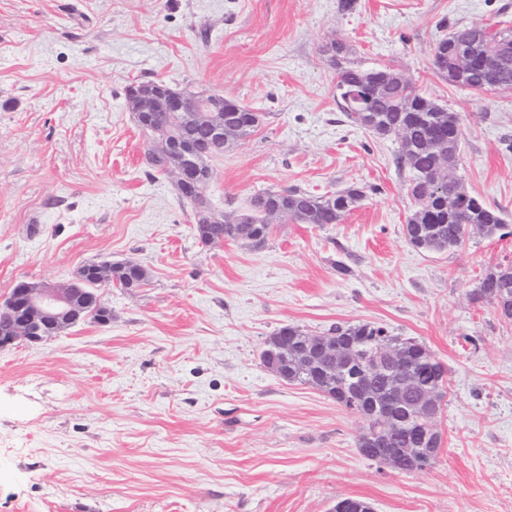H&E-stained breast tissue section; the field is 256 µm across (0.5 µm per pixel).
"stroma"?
Segmentation results:
<instances>
[{"label":"stroma","mask_w":512,"mask_h":512,"mask_svg":"<svg viewBox=\"0 0 512 512\" xmlns=\"http://www.w3.org/2000/svg\"><path fill=\"white\" fill-rule=\"evenodd\" d=\"M512 29V0H0V298L132 260L109 323L0 349V512H512V319L472 298L512 263V90L472 92L433 67L451 28ZM462 115L456 174L507 225L463 248L410 245L399 143L348 122L333 41ZM161 80L260 112L212 160L234 215L266 189L362 188L337 224L276 225L265 246L203 245L124 89ZM371 322L447 364L444 451L399 473L365 458V423L260 360L295 325ZM112 285L133 290L140 288L145 281V273L140 267H131L127 262H107L104 266Z\"/></svg>","instance_id":"stroma-1"}]
</instances>
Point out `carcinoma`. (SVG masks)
Segmentation results:
<instances>
[{
  "instance_id": "1",
  "label": "carcinoma",
  "mask_w": 512,
  "mask_h": 512,
  "mask_svg": "<svg viewBox=\"0 0 512 512\" xmlns=\"http://www.w3.org/2000/svg\"><path fill=\"white\" fill-rule=\"evenodd\" d=\"M502 35L512 38V31H489L479 24L454 28L435 47L434 69L451 85L489 92L491 88L486 86L479 71L448 70V42L461 40L471 55L480 56L495 47L497 37ZM393 73L389 67L342 66L336 75V98L350 123L379 135H393L399 141L396 162L409 172L406 191L414 201V210L407 219L406 239L420 250L442 252L464 247L469 225L487 237L495 236L506 224L503 211L464 191L457 194L448 185V169L457 165L455 154L461 151L462 137V128L454 125L453 113L422 93L415 82L406 78L394 80ZM164 85L161 80L136 84L135 87L155 94L154 110L141 115L138 126L150 137L163 129L171 132L180 148L199 160V181L207 187L214 177L211 158L251 136L261 124V115L236 100L220 94L211 95L213 107L235 116L234 126L224 131V142L221 143L215 139L213 128L219 113L206 111L180 117L172 115L162 91ZM180 160L181 155L175 151L161 153L154 160L152 170L168 175ZM364 197V191L354 186L329 196L314 195L298 188L264 191L254 197L261 202L260 208H252L233 221L216 213L212 199L204 192L189 190L180 199L194 213L195 235L202 244L207 245L217 238H240L260 247L266 243L275 224H338L360 205ZM104 269L112 283L128 290L141 287L145 281L144 271L126 262H108ZM98 270L95 263L80 268L84 287L92 292L100 280ZM503 279L512 281L511 264L498 265L487 272L479 283L476 299L495 300L492 286ZM332 333L343 341L347 359L356 364L372 359L376 343L388 335L385 328L372 323L336 327ZM305 335L307 332L298 326H283L266 341L264 350L291 361L297 354L293 338ZM394 340L401 352L415 363L401 373L380 376L364 385L366 400L362 418L366 428L358 440V447L371 449L366 454L369 460L378 454L377 441L371 431L374 407H382L389 393L400 387L404 389V398L411 400L422 390L448 382L447 367L427 347L412 338L396 336ZM288 382L305 384L320 391H339L347 385L346 380L340 377L334 381L320 380L317 361L288 368ZM393 420L396 421L395 429L387 444L392 448L413 449L411 455L403 460L408 471L424 469L427 463L414 450L416 442L408 437L409 430L420 427L419 422L405 414L395 416Z\"/></svg>"
}]
</instances>
